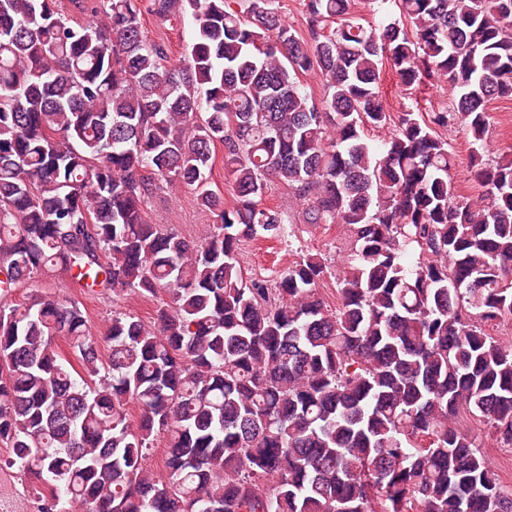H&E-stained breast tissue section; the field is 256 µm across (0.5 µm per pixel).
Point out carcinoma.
Here are the masks:
<instances>
[{"mask_svg": "<svg viewBox=\"0 0 512 512\" xmlns=\"http://www.w3.org/2000/svg\"><path fill=\"white\" fill-rule=\"evenodd\" d=\"M71 3L82 20L0 0V468L37 480L38 512H512L458 427L512 448V348L487 330L512 316V154L483 158L487 104L512 96V0H398L377 26L307 0V39L278 0H151L192 18L176 61L141 0ZM385 62L407 91L448 83V107L392 118ZM454 125L478 204L436 132ZM217 142L230 205L209 188ZM272 181L304 223L351 232L334 308L318 254L272 285L240 263L241 243L290 236L261 204ZM173 183L217 213L199 241L147 219ZM56 271L155 302L154 325L116 311L97 337L64 295L11 304Z\"/></svg>", "mask_w": 512, "mask_h": 512, "instance_id": "1", "label": "carcinoma"}]
</instances>
